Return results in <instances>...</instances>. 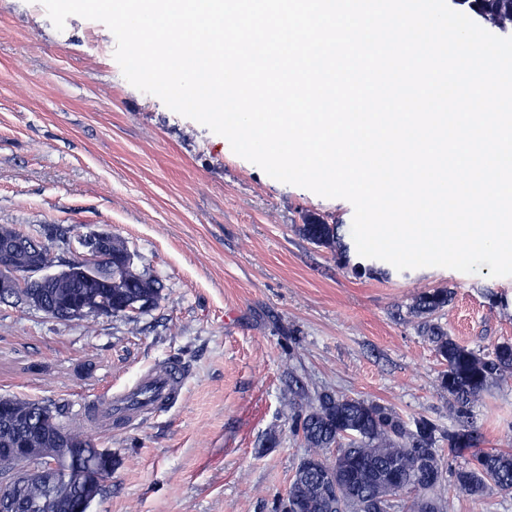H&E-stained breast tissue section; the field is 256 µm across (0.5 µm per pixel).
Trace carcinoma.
<instances>
[{
    "mask_svg": "<svg viewBox=\"0 0 512 512\" xmlns=\"http://www.w3.org/2000/svg\"><path fill=\"white\" fill-rule=\"evenodd\" d=\"M458 10L479 17L503 34L512 35V0H453ZM340 225L316 214L295 225L308 241L336 253L348 262L341 242ZM142 288L120 282L112 287V314L145 299L156 306L161 299L159 282L143 276ZM26 291L44 297L45 314L58 321V294L33 274ZM453 296L450 288L420 292L410 307L423 335L433 346L443 369L438 386L448 394V409L457 419L448 432V452L467 460L454 473L453 494L442 492L445 472L443 449L436 425L417 418L409 423L392 407L375 401L349 398L324 391L311 398L299 380L288 384V420L301 436L307 453L296 464L286 497L275 512H452L453 499L489 493L512 494V451L485 447L486 438L474 419L473 408L493 383L512 382V341H502L487 353H477L458 343L434 322ZM0 448H16L34 437L36 428H56L88 446L95 443L68 421L65 405L0 395ZM334 451L333 458L327 451ZM12 458L0 454V493L11 497L15 512H69L82 496L72 480L50 493L35 483H9Z\"/></svg>",
    "mask_w": 512,
    "mask_h": 512,
    "instance_id": "carcinoma-1",
    "label": "carcinoma"
}]
</instances>
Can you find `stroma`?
<instances>
[{
	"label": "stroma",
	"instance_id": "1",
	"mask_svg": "<svg viewBox=\"0 0 512 512\" xmlns=\"http://www.w3.org/2000/svg\"><path fill=\"white\" fill-rule=\"evenodd\" d=\"M115 48L101 22L72 16L59 31L40 0H0V225L43 241L58 268L111 232L162 285L157 307L93 320L0 303V395L68 404L75 422L169 358L189 370L171 409L91 432L114 461L91 512H274L306 452L288 422L291 375L453 428L409 308L453 289L437 320L483 352L512 340V277L361 257L348 201L239 157L133 87ZM311 212L340 225L348 266L296 233ZM474 415L487 447L512 449V384L489 387Z\"/></svg>",
	"mask_w": 512,
	"mask_h": 512
}]
</instances>
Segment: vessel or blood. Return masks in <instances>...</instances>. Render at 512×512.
I'll return each instance as SVG.
<instances>
[{
  "mask_svg": "<svg viewBox=\"0 0 512 512\" xmlns=\"http://www.w3.org/2000/svg\"><path fill=\"white\" fill-rule=\"evenodd\" d=\"M187 377L185 364L173 359L150 369L117 393H101L94 404L96 416L87 421V429L98 428L101 415L107 412L125 425L173 407L182 397Z\"/></svg>",
  "mask_w": 512,
  "mask_h": 512,
  "instance_id": "vessel-or-blood-1",
  "label": "vessel or blood"
}]
</instances>
